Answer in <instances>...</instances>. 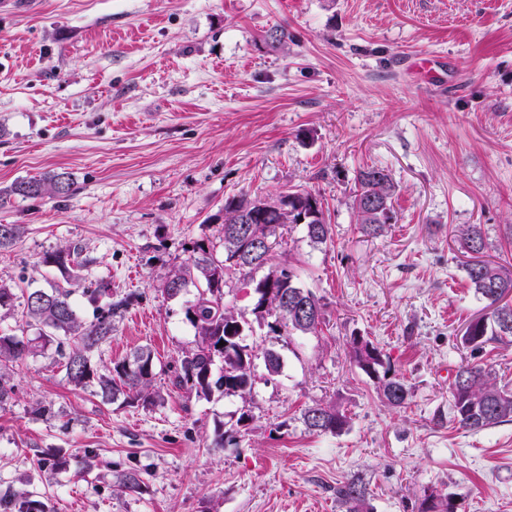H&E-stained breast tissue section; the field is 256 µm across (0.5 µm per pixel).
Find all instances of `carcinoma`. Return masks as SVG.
Returning <instances> with one entry per match:
<instances>
[{
    "instance_id": "cac0c4a2",
    "label": "carcinoma",
    "mask_w": 512,
    "mask_h": 512,
    "mask_svg": "<svg viewBox=\"0 0 512 512\" xmlns=\"http://www.w3.org/2000/svg\"><path fill=\"white\" fill-rule=\"evenodd\" d=\"M358 194L354 199L357 223L361 230L372 236L381 234L393 219L392 206L380 213L366 216L362 209L364 198L379 191L393 199L395 186L383 170L367 167L359 171ZM73 182L66 172L47 174L39 179H22L4 192L0 202L11 196L38 198L66 195ZM296 210L293 223L305 228L306 237L313 246L327 243L332 238L322 202L307 191L289 190ZM251 199L232 197L224 203L223 254L203 244L196 245L188 258L172 267L164 277L162 294L174 300L192 284L197 288V300L186 308L185 314L196 330L193 347L179 356V372L174 385L189 396L209 398L219 390L226 396H236L247 404L252 400L256 380L253 349L243 343L247 322L224 303L226 276L237 273L246 285L253 286L255 302L252 309L256 319L266 323L268 333L274 336H308L318 332L322 323L323 304L311 290L298 282L297 275L286 265L275 262L273 249L278 245L279 230L274 213L257 206L240 214ZM245 217L254 232L265 236L270 251L252 253L246 240L238 235L235 226ZM26 231L23 224H0V251L14 245ZM458 236L469 252L480 254L485 242L480 227L467 225L458 229ZM79 249L60 245L42 255L39 263L57 269L64 283L28 292L22 312V323L17 332L0 335V406L13 399L14 389L9 384L14 364L45 350L54 348L57 362L68 385L84 390L96 386L97 393L109 403L118 400L128 405L156 406L164 401L154 386L156 364L147 345L137 347L125 359L116 363L107 373L98 372L92 363L91 352L112 339V316L123 303L99 305L104 298H112V288L99 281L94 288H86L83 295L95 305L93 320L84 321L76 308L72 295L82 286V271L86 262L79 259ZM265 270L256 280L253 274ZM467 277L475 294L488 301L490 316L473 321L464 341L474 352H482L486 345L502 336H512V306L502 300L512 293V271L491 261L476 260L469 264ZM288 303H283V296ZM17 294L11 284L0 281V322L13 315ZM37 335H23L28 328ZM225 345H220V342ZM349 352L359 368L370 377L384 369L380 392L388 405L397 408L406 404L409 389L397 377L390 375L382 352L370 340L354 336ZM221 359L224 368L214 377L215 359ZM267 376L279 375L283 366L280 353L273 348L263 351ZM450 421L458 427L478 432L512 421V389L499 385L492 370L470 362L459 364L449 386ZM305 430L316 434H337L349 425V418L334 402H315L305 407L300 415ZM96 467L95 455L87 450L75 457V475L85 476ZM123 491L136 493L142 488L140 475L130 470L119 481ZM336 499L343 512H373L366 485L351 478L336 487ZM3 512H48L46 505L29 499L25 492L10 489L0 495ZM418 512H456L453 498L434 490L424 491Z\"/></svg>"
}]
</instances>
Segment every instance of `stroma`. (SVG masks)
Segmentation results:
<instances>
[{"label":"stroma","instance_id":"1","mask_svg":"<svg viewBox=\"0 0 512 512\" xmlns=\"http://www.w3.org/2000/svg\"><path fill=\"white\" fill-rule=\"evenodd\" d=\"M286 45L267 43L274 29ZM383 169L395 221L365 235L356 176ZM69 173L68 195L11 198L0 224L25 235L0 251L17 292L60 280L40 265L78 247L87 283L112 285L120 308L113 367L136 347L155 354L162 404L103 403L69 386L53 349L16 366L0 407V492L27 491L52 512H341L336 487L362 480L374 512H417L425 490L458 512H512V422L479 432L449 420L460 363L494 368L512 387V337L472 355L463 342L486 302L458 227L479 225L483 259L512 268V0H10L0 6V190ZM303 189L323 202L331 242L286 225L276 261L321 297L317 335L272 338L252 290L231 276L224 301L253 331L246 344L282 356L257 365L253 419L240 398H186L173 379L195 341L196 297L159 285L189 246H221L224 201ZM360 335L410 391L389 407L350 358ZM54 414L31 411L35 401ZM336 402L338 434L307 432L302 409ZM92 450L88 476L40 472L45 455ZM137 470L138 495L120 475Z\"/></svg>","mask_w":512,"mask_h":512}]
</instances>
